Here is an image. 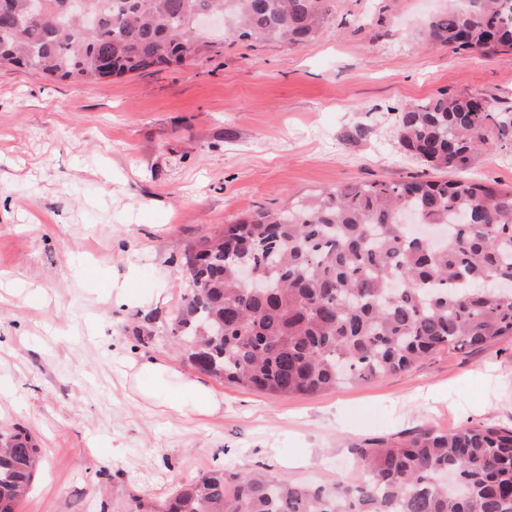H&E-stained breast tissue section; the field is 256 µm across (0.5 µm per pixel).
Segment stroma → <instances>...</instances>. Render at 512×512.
I'll return each instance as SVG.
<instances>
[{
  "label": "stroma",
  "mask_w": 512,
  "mask_h": 512,
  "mask_svg": "<svg viewBox=\"0 0 512 512\" xmlns=\"http://www.w3.org/2000/svg\"><path fill=\"white\" fill-rule=\"evenodd\" d=\"M304 45L225 38L219 53L102 83L0 64V429L41 451L17 512H132L208 470L354 482L356 451L421 429L512 423V338L312 396L203 374L170 327L183 253L260 209L355 181L426 172L394 111L440 92L512 105V58L429 43L447 0H334ZM362 126L363 138L345 131ZM471 177L512 188V145ZM137 300L117 306L112 287ZM150 359L223 400L180 415L147 399Z\"/></svg>",
  "instance_id": "obj_1"
}]
</instances>
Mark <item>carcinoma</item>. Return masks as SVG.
Segmentation results:
<instances>
[{
  "mask_svg": "<svg viewBox=\"0 0 512 512\" xmlns=\"http://www.w3.org/2000/svg\"><path fill=\"white\" fill-rule=\"evenodd\" d=\"M430 37L486 56L512 54V0H468ZM331 0H0V62L74 82L183 64L223 42L196 16L224 15L239 40L304 44ZM402 148L438 171L512 142V106L442 93L395 113ZM198 284L171 331L201 372L268 393L314 395L407 370L442 349L512 336V190L460 177L338 186L285 210H261L185 250ZM264 280L253 289L242 269ZM362 477L309 486L254 472L210 470L161 506L135 512H512V425L421 431L359 448ZM16 427L0 442V512H16L40 466ZM455 476L456 493L441 484Z\"/></svg>",
  "mask_w": 512,
  "mask_h": 512,
  "instance_id": "cac0c4a2",
  "label": "carcinoma"
}]
</instances>
